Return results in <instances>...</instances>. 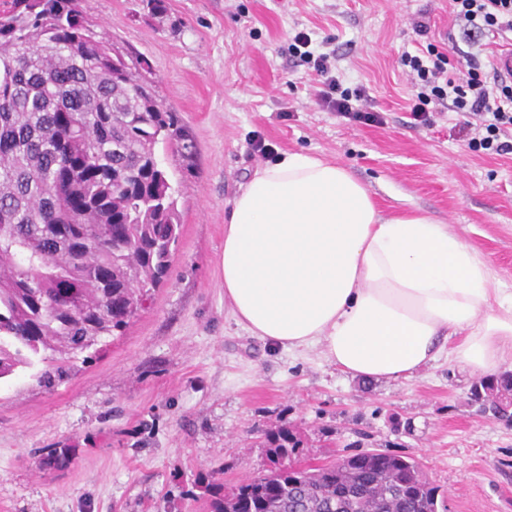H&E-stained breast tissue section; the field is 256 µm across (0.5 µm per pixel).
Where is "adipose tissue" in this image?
I'll use <instances>...</instances> for the list:
<instances>
[{"label": "adipose tissue", "instance_id": "adipose-tissue-1", "mask_svg": "<svg viewBox=\"0 0 512 512\" xmlns=\"http://www.w3.org/2000/svg\"><path fill=\"white\" fill-rule=\"evenodd\" d=\"M224 297L277 347L320 346L344 374L410 377L441 355L487 372L512 354V291L485 256L418 211L382 215L342 165L286 153L234 198Z\"/></svg>", "mask_w": 512, "mask_h": 512}]
</instances>
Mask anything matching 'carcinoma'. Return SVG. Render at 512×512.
<instances>
[{
  "label": "carcinoma",
  "instance_id": "carcinoma-1",
  "mask_svg": "<svg viewBox=\"0 0 512 512\" xmlns=\"http://www.w3.org/2000/svg\"><path fill=\"white\" fill-rule=\"evenodd\" d=\"M138 65H112L72 0H0V379L48 351L99 352L169 276L181 224L157 146L189 159L194 144ZM511 387L512 373L482 378L472 401L512 422ZM265 442L273 467L213 481L211 512H438L411 457L301 468L288 424Z\"/></svg>",
  "mask_w": 512,
  "mask_h": 512
}]
</instances>
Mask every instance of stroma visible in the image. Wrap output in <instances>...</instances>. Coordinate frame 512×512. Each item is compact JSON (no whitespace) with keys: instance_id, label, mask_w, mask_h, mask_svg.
<instances>
[{"instance_id":"obj_1","label":"stroma","mask_w":512,"mask_h":512,"mask_svg":"<svg viewBox=\"0 0 512 512\" xmlns=\"http://www.w3.org/2000/svg\"><path fill=\"white\" fill-rule=\"evenodd\" d=\"M81 0L85 20L128 63L150 64L156 92L196 144L168 150L181 236L171 273L98 357L39 382L0 379V512H210L213 479L268 465L264 433L301 438L295 464L367 450L409 456L439 488L441 512H512V424L478 413L477 373L440 358L399 380L366 382L320 348L285 350L234 321L220 270L231 203L267 160L264 140L336 159L383 213L419 210L478 248L512 289V154L469 148L448 111L414 123L400 57L447 46L460 27L448 0ZM416 20L427 35L412 29ZM310 32L335 52L343 84L383 121L323 111L315 75L288 45ZM66 450L65 467L42 457Z\"/></svg>"}]
</instances>
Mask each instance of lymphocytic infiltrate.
Returning a JSON list of instances; mask_svg holds the SVG:
<instances>
[{"instance_id": "f902f5d3", "label": "lymphocytic infiltrate", "mask_w": 512, "mask_h": 512, "mask_svg": "<svg viewBox=\"0 0 512 512\" xmlns=\"http://www.w3.org/2000/svg\"><path fill=\"white\" fill-rule=\"evenodd\" d=\"M462 34L469 41L492 36H512V0H448ZM306 30L295 31L289 50L315 73V97L319 106L337 116L366 125L380 123L377 113L368 111L363 94L344 88L333 73L328 54L315 53ZM401 64L414 76V121L428 123L431 106L456 112L458 125L468 145L496 155L512 154V82L484 71L474 55L451 46H428L426 55L403 53Z\"/></svg>"}]
</instances>
